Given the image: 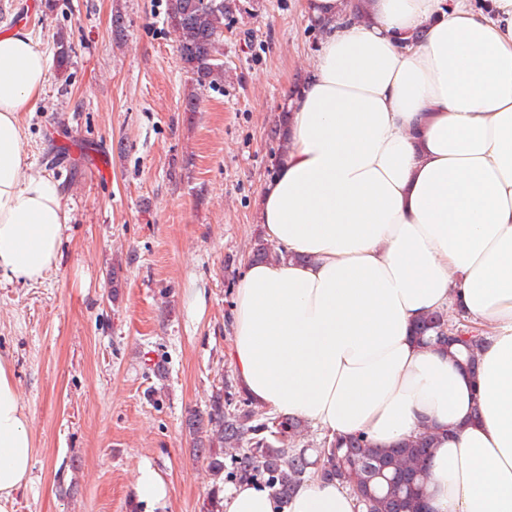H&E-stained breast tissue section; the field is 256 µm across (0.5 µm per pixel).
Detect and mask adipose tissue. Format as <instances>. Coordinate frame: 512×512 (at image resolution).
Here are the masks:
<instances>
[{
    "label": "adipose tissue",
    "instance_id": "ef3b65f1",
    "mask_svg": "<svg viewBox=\"0 0 512 512\" xmlns=\"http://www.w3.org/2000/svg\"><path fill=\"white\" fill-rule=\"evenodd\" d=\"M324 30L284 102L286 151L259 223L282 256L246 263L229 359L243 390L326 438L392 448L434 434L429 512H512V0H302ZM49 62L24 25L0 33V284L42 282L70 221L59 181L22 151L21 114ZM463 317L476 375L422 345V316ZM33 466L0 356V512ZM223 512H357L348 487L287 506L238 484Z\"/></svg>",
    "mask_w": 512,
    "mask_h": 512
}]
</instances>
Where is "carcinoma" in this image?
Segmentation results:
<instances>
[{
    "mask_svg": "<svg viewBox=\"0 0 512 512\" xmlns=\"http://www.w3.org/2000/svg\"><path fill=\"white\" fill-rule=\"evenodd\" d=\"M235 7L233 0H167V24L178 35L177 56L195 86L185 100L188 112L197 111L200 91L224 82V20ZM250 257L262 263L278 254L259 236ZM416 336L448 350L465 369H475L482 338L449 328L444 314L423 317ZM187 426L194 439L205 436L221 444L199 449L213 476L204 512H223L220 494L226 475L241 482L263 481L283 505L298 484L316 475L350 487L362 484V512H421L433 442L428 434L389 449L374 448L365 437L353 436L314 457L302 443L305 425L300 420L256 414L230 381L212 396L209 409L190 417Z\"/></svg>",
    "mask_w": 512,
    "mask_h": 512,
    "instance_id": "cac0c4a2",
    "label": "carcinoma"
}]
</instances>
